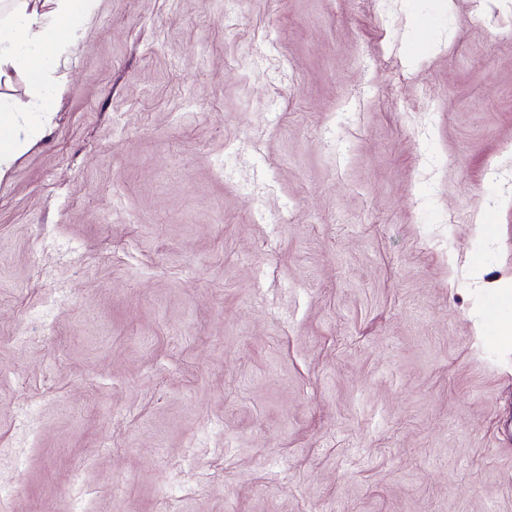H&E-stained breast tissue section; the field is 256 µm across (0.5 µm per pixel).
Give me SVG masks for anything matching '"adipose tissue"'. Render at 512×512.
Masks as SVG:
<instances>
[{
    "instance_id": "1",
    "label": "adipose tissue",
    "mask_w": 512,
    "mask_h": 512,
    "mask_svg": "<svg viewBox=\"0 0 512 512\" xmlns=\"http://www.w3.org/2000/svg\"><path fill=\"white\" fill-rule=\"evenodd\" d=\"M97 0H0V86L23 77L26 100L0 93V178L30 137L27 116L50 118L61 82L57 71L78 39V19H90Z\"/></svg>"
}]
</instances>
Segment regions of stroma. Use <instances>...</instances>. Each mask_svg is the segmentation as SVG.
Here are the masks:
<instances>
[{"instance_id":"obj_1","label":"stroma","mask_w":512,"mask_h":512,"mask_svg":"<svg viewBox=\"0 0 512 512\" xmlns=\"http://www.w3.org/2000/svg\"><path fill=\"white\" fill-rule=\"evenodd\" d=\"M63 71L7 512H512V0H98Z\"/></svg>"}]
</instances>
